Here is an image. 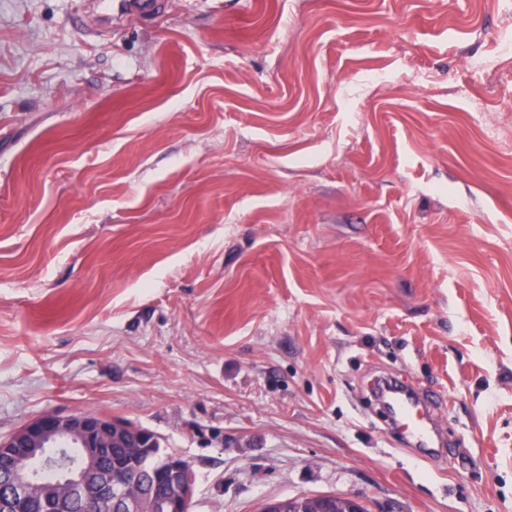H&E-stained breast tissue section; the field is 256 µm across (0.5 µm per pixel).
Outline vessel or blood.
Instances as JSON below:
<instances>
[{
	"instance_id": "obj_1",
	"label": "vessel or blood",
	"mask_w": 512,
	"mask_h": 512,
	"mask_svg": "<svg viewBox=\"0 0 512 512\" xmlns=\"http://www.w3.org/2000/svg\"><path fill=\"white\" fill-rule=\"evenodd\" d=\"M154 0H92V11L111 16L118 12L137 17L150 11ZM391 404L390 415L397 434L413 446L423 448L431 444L436 430L430 413V400L421 398L408 384L399 380L386 381L382 387Z\"/></svg>"
}]
</instances>
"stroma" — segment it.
I'll use <instances>...</instances> for the list:
<instances>
[{
    "instance_id": "35a3bbf8",
    "label": "stroma",
    "mask_w": 512,
    "mask_h": 512,
    "mask_svg": "<svg viewBox=\"0 0 512 512\" xmlns=\"http://www.w3.org/2000/svg\"><path fill=\"white\" fill-rule=\"evenodd\" d=\"M155 2L0 0V438L130 421L190 512H512V0ZM92 11L104 14L105 18L112 23V12L137 17L154 7L153 0H97L85 1ZM381 391L391 403L390 415L396 433L403 440L418 448H425L435 438L430 405L432 398H421L408 384L399 380H388ZM336 503V509L333 507ZM306 506L307 510L302 509ZM371 512L360 499L343 495H320L271 499L263 502L259 512Z\"/></svg>"
}]
</instances>
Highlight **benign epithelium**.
I'll use <instances>...</instances> for the list:
<instances>
[{
	"instance_id": "benign-epithelium-1",
	"label": "benign epithelium",
	"mask_w": 512,
	"mask_h": 512,
	"mask_svg": "<svg viewBox=\"0 0 512 512\" xmlns=\"http://www.w3.org/2000/svg\"><path fill=\"white\" fill-rule=\"evenodd\" d=\"M126 422L88 413L64 414L47 411L26 422L5 439L1 448H64L72 444L86 449L85 462L62 472L61 482L71 492L89 497L92 505L107 503L111 512H134L133 504L125 496L122 485L111 484L88 491L86 472L95 463L94 449L101 448L106 438L126 434ZM36 484L17 482L7 489L8 500L14 512H26L34 498ZM259 512H371L360 499L343 495H320L271 499L263 502Z\"/></svg>"
}]
</instances>
